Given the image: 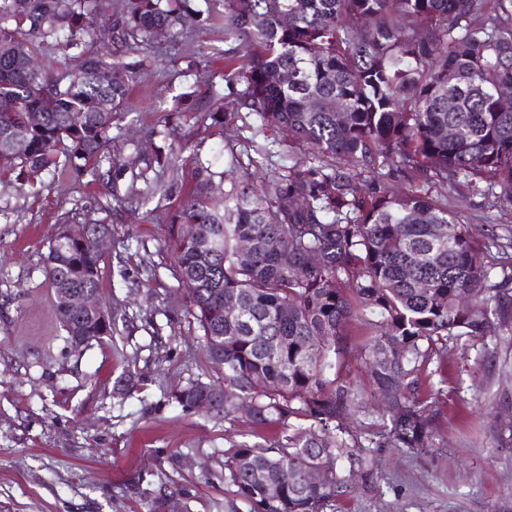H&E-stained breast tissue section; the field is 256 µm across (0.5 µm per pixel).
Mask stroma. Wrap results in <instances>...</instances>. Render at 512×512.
I'll return each instance as SVG.
<instances>
[{
    "label": "stroma",
    "mask_w": 512,
    "mask_h": 512,
    "mask_svg": "<svg viewBox=\"0 0 512 512\" xmlns=\"http://www.w3.org/2000/svg\"><path fill=\"white\" fill-rule=\"evenodd\" d=\"M227 50L222 27H191L178 49L134 74L112 145L122 206L105 211L104 188L87 176L45 177L35 196L0 184V512H152L165 495L178 512H229L224 451L245 417L229 422L168 400L207 376L168 218L193 187L196 161L250 167L260 179L270 167L264 154L282 166L300 150L243 111L226 114L220 130L177 120L164 193L131 175L154 149L150 130L184 92L213 84L225 101L236 98L239 85L224 79ZM419 186L465 223L512 228V194L484 196L461 182ZM90 218L112 226L100 284L116 331L75 347L54 314L43 258L59 225ZM443 370L437 447L375 449L374 491L355 490L327 512H512V446L493 438L487 416L496 406L512 420V334L460 342Z\"/></svg>",
    "instance_id": "35a3bbf8"
}]
</instances>
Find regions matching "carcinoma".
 <instances>
[{
  "label": "carcinoma",
  "instance_id": "1",
  "mask_svg": "<svg viewBox=\"0 0 512 512\" xmlns=\"http://www.w3.org/2000/svg\"><path fill=\"white\" fill-rule=\"evenodd\" d=\"M220 19L236 44L225 79L243 85L238 108L308 157L259 185L243 173L221 196L210 165L193 170L170 223L218 377L193 379L169 400L191 410L205 398L229 421L250 402L251 427L280 434L231 440L225 491L247 512H325L373 482L370 449L436 447L443 408L432 378L449 345L512 333V265L487 261L512 249V228L478 237L448 203L414 186L369 188L353 173L398 168L512 192V110L502 107L512 101V0H209L205 15L196 0H122L107 24L95 0H0V178L35 189L44 174L87 175L122 205L112 142L132 67L146 64L157 31ZM49 44L78 64L32 66ZM127 52L141 59L117 58ZM203 99L176 111L224 124V93L211 85ZM165 160L144 161L136 177L155 181ZM97 227L76 242L60 225L44 260L72 345L113 333L65 302L70 291L101 294ZM233 297L237 318L224 314ZM353 323L357 343L347 338ZM316 466L325 481L308 480Z\"/></svg>",
  "mask_w": 512,
  "mask_h": 512
}]
</instances>
